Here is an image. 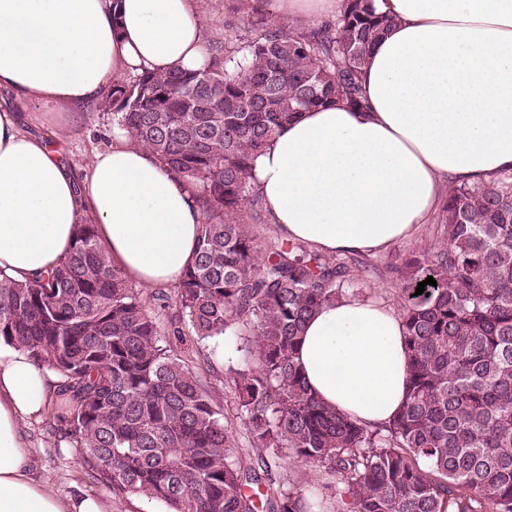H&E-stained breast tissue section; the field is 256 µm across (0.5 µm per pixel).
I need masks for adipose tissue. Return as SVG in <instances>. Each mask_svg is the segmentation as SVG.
<instances>
[{
	"instance_id": "ef3b65f1",
	"label": "adipose tissue",
	"mask_w": 512,
	"mask_h": 512,
	"mask_svg": "<svg viewBox=\"0 0 512 512\" xmlns=\"http://www.w3.org/2000/svg\"><path fill=\"white\" fill-rule=\"evenodd\" d=\"M395 24L361 74L364 109L303 113L254 162L279 234L323 255L379 254L414 239L454 183L512 168V0H377ZM283 22L337 15L342 0H264ZM197 0H0V89L57 126L145 71L204 67ZM98 226L123 275L175 285L202 211L185 179L122 131L75 183L53 140L0 106V273L24 282ZM296 361L319 397L366 425L406 398L403 326L387 303L347 298L306 323ZM55 378L0 341V512H104L63 499L32 471L24 421L45 415Z\"/></svg>"
}]
</instances>
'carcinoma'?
<instances>
[{
  "instance_id": "1",
  "label": "carcinoma",
  "mask_w": 512,
  "mask_h": 512,
  "mask_svg": "<svg viewBox=\"0 0 512 512\" xmlns=\"http://www.w3.org/2000/svg\"><path fill=\"white\" fill-rule=\"evenodd\" d=\"M233 2L247 26L227 22L224 53L204 68L144 72L105 94L112 125L197 192L198 245L174 296L133 286L97 225L78 224L51 273L0 279V340L61 376L57 418L115 496L166 512H512V168L451 185L442 244L392 270L409 362L400 413L371 429L329 408L295 362L301 330L322 305L358 296L372 264L259 238L254 160L303 112L364 108L362 66L395 19L344 0L332 20L287 28L262 0ZM430 276L437 286L415 295ZM171 335L235 342L227 371L245 446ZM287 459L315 479L280 473Z\"/></svg>"
}]
</instances>
